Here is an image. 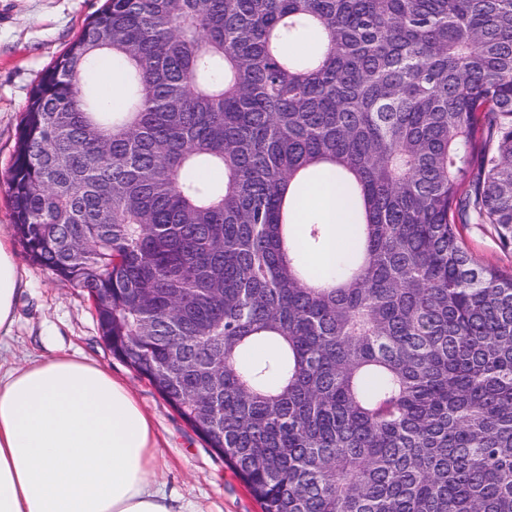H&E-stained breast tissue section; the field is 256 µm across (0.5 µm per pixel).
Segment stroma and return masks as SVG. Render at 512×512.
<instances>
[{"label":"stroma","instance_id":"obj_1","mask_svg":"<svg viewBox=\"0 0 512 512\" xmlns=\"http://www.w3.org/2000/svg\"><path fill=\"white\" fill-rule=\"evenodd\" d=\"M104 0H0V225L12 221L7 178L22 114L33 88L54 60L77 37ZM478 261L512 268V249H503L492 227L467 224L459 229ZM21 272L17 321L6 361L74 352L107 365L134 391L156 427L158 454L166 466L168 495L192 502L199 512H261L245 485L152 389L100 340L87 294L61 285L55 275L15 251Z\"/></svg>","mask_w":512,"mask_h":512}]
</instances>
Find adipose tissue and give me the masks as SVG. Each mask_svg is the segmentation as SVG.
<instances>
[{
  "label": "adipose tissue",
  "mask_w": 512,
  "mask_h": 512,
  "mask_svg": "<svg viewBox=\"0 0 512 512\" xmlns=\"http://www.w3.org/2000/svg\"><path fill=\"white\" fill-rule=\"evenodd\" d=\"M313 192L330 233L317 260L334 264L352 227L328 181ZM10 226H0V349L16 322L20 273ZM154 424L107 367L65 351L0 368V512H189L160 479Z\"/></svg>",
  "instance_id": "adipose-tissue-1"
}]
</instances>
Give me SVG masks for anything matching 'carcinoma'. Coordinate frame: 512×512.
Returning <instances> with one entry per match:
<instances>
[{
	"label": "carcinoma",
	"mask_w": 512,
	"mask_h": 512,
	"mask_svg": "<svg viewBox=\"0 0 512 512\" xmlns=\"http://www.w3.org/2000/svg\"><path fill=\"white\" fill-rule=\"evenodd\" d=\"M321 165L357 228L328 267L290 220ZM8 193L261 512H512V272L458 230L512 245V0H105ZM113 76H116L119 79L120 87L123 85V92L125 87V77L123 72H120L116 69H112V67H104L100 69L95 77V86L98 93L99 98L105 102H111L106 95V86L113 79V84L111 86V97L113 101L119 97L120 88L118 86V81ZM122 92V95H123ZM121 95V96H122ZM459 232L465 246L478 261L502 270L512 268V248L505 250L490 224H464Z\"/></svg>",
	"instance_id": "1"
}]
</instances>
